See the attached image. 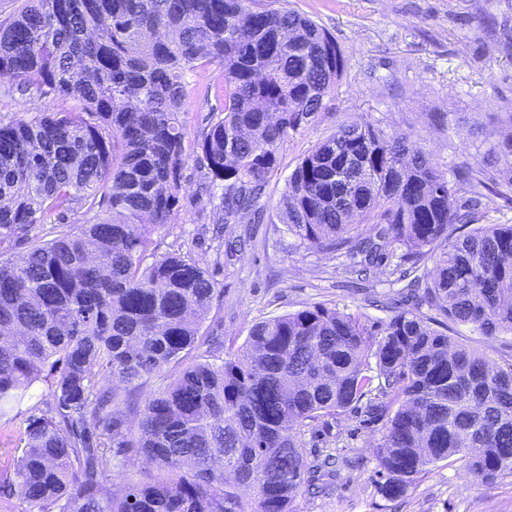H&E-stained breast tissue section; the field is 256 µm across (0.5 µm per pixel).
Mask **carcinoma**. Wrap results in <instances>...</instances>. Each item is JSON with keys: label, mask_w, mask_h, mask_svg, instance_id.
<instances>
[{"label": "carcinoma", "mask_w": 512, "mask_h": 512, "mask_svg": "<svg viewBox=\"0 0 512 512\" xmlns=\"http://www.w3.org/2000/svg\"><path fill=\"white\" fill-rule=\"evenodd\" d=\"M254 3L26 0L0 26V88L30 104L0 116V250L28 244L0 259V420L15 422L38 382L52 396L0 470V512H293L321 480L299 435L362 402L383 424L385 499L454 457L475 483L512 474V363L422 311L488 340L512 334V224L479 223L484 191L512 189V115L484 165L451 180L406 136L338 127L292 171L280 219L302 245L344 252L350 274L405 249L415 308L375 329L308 306L255 323L219 363L192 359L217 284L178 251L156 256L152 239L185 191V74L224 69V105L196 142L223 224L257 202L288 135L315 121L344 71L312 19ZM48 94L78 109L48 112ZM459 184L469 191L453 212ZM463 216L474 228L459 234ZM154 378L169 384L139 400ZM131 450L150 476L114 494Z\"/></svg>", "instance_id": "1"}]
</instances>
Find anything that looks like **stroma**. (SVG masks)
<instances>
[{
    "label": "stroma",
    "mask_w": 512,
    "mask_h": 512,
    "mask_svg": "<svg viewBox=\"0 0 512 512\" xmlns=\"http://www.w3.org/2000/svg\"><path fill=\"white\" fill-rule=\"evenodd\" d=\"M314 20L345 58L337 87L315 123L291 133L260 198L261 214L230 217L224 237L212 238L216 198L200 193L207 169L192 153L186 192L170 224L154 236L162 255L181 249L218 282L200 327L199 354L245 343L250 327L322 304L380 326L404 306L400 283L382 269L352 278L344 257L301 245L279 217L288 177L299 160L349 117L418 140L441 174L477 164L478 148L498 120L512 114V0H279ZM224 71L208 65L188 73L182 119L189 140L201 139L223 103ZM380 424L360 410L326 418L300 440L307 461L336 456V474L320 494L300 492L297 512H512V474L475 484L459 460L437 463L408 494L384 500L376 490Z\"/></svg>",
    "instance_id": "35a3bbf8"
}]
</instances>
